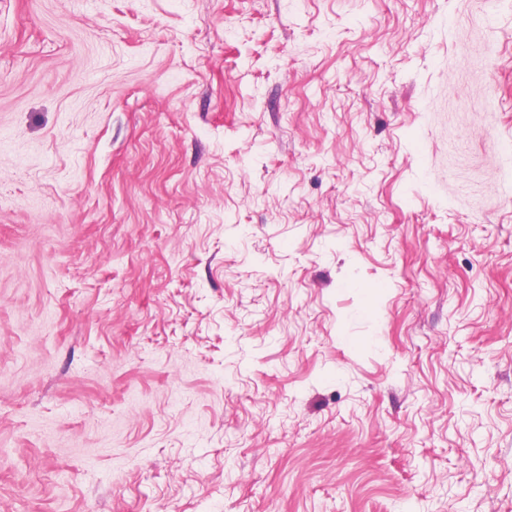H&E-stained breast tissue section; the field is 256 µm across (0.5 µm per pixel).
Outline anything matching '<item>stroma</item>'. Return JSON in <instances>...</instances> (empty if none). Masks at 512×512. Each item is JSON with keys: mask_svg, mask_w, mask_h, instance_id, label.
<instances>
[{"mask_svg": "<svg viewBox=\"0 0 512 512\" xmlns=\"http://www.w3.org/2000/svg\"><path fill=\"white\" fill-rule=\"evenodd\" d=\"M0 512H512V0H0Z\"/></svg>", "mask_w": 512, "mask_h": 512, "instance_id": "35a3bbf8", "label": "stroma"}]
</instances>
